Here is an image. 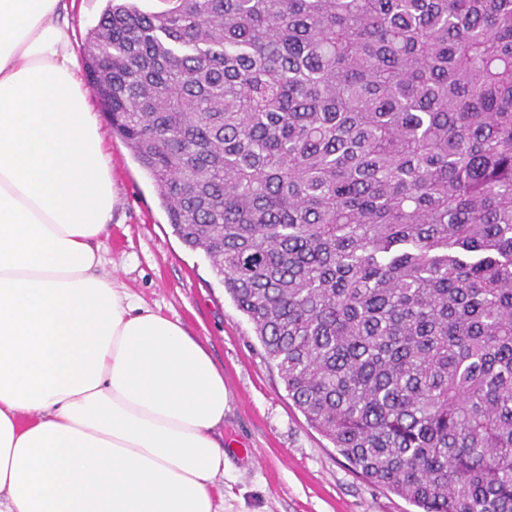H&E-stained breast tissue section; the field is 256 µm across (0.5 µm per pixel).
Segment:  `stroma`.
I'll list each match as a JSON object with an SVG mask.
<instances>
[{
  "label": "stroma",
  "instance_id": "35a3bbf8",
  "mask_svg": "<svg viewBox=\"0 0 512 512\" xmlns=\"http://www.w3.org/2000/svg\"><path fill=\"white\" fill-rule=\"evenodd\" d=\"M117 203L105 241L114 273L134 296L180 320L224 372L228 409L215 437L228 443L224 512H421L357 475L293 405L248 320L202 250L174 234L150 177L105 136Z\"/></svg>",
  "mask_w": 512,
  "mask_h": 512
}]
</instances>
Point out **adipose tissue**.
<instances>
[{
	"mask_svg": "<svg viewBox=\"0 0 512 512\" xmlns=\"http://www.w3.org/2000/svg\"><path fill=\"white\" fill-rule=\"evenodd\" d=\"M65 8L0 0V512H219L224 372L106 269L112 159Z\"/></svg>",
	"mask_w": 512,
	"mask_h": 512,
	"instance_id": "adipose-tissue-1",
	"label": "adipose tissue"
}]
</instances>
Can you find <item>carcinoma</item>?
<instances>
[{
  "label": "carcinoma",
  "instance_id": "1",
  "mask_svg": "<svg viewBox=\"0 0 512 512\" xmlns=\"http://www.w3.org/2000/svg\"><path fill=\"white\" fill-rule=\"evenodd\" d=\"M107 0L86 78L288 397L424 512H512V0Z\"/></svg>",
  "mask_w": 512,
  "mask_h": 512
}]
</instances>
